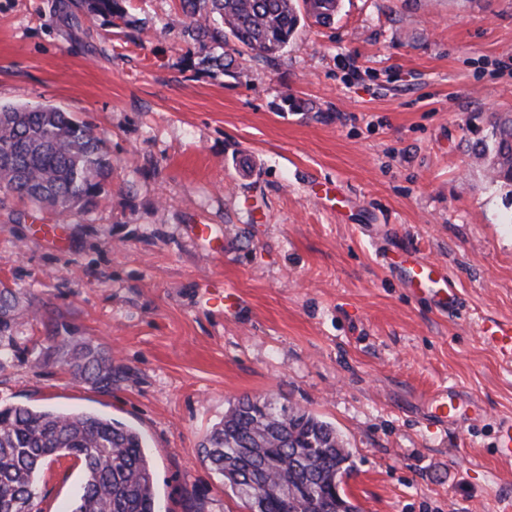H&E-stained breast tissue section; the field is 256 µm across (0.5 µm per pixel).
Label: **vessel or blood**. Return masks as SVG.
Instances as JSON below:
<instances>
[{
    "instance_id": "vessel-or-blood-1",
    "label": "vessel or blood",
    "mask_w": 512,
    "mask_h": 512,
    "mask_svg": "<svg viewBox=\"0 0 512 512\" xmlns=\"http://www.w3.org/2000/svg\"><path fill=\"white\" fill-rule=\"evenodd\" d=\"M395 265L405 285L415 294L428 298L440 311L459 310L460 299L443 265L415 252L399 255ZM483 334L491 347L502 355L512 356V322H492ZM462 405L458 396H437L432 400V411L440 420L455 425L463 416ZM496 455L502 460H512V418L501 419L497 424Z\"/></svg>"
}]
</instances>
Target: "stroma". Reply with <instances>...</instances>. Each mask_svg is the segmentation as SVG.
Instances as JSON below:
<instances>
[{
	"label": "stroma",
	"mask_w": 512,
	"mask_h": 512,
	"mask_svg": "<svg viewBox=\"0 0 512 512\" xmlns=\"http://www.w3.org/2000/svg\"><path fill=\"white\" fill-rule=\"evenodd\" d=\"M55 4L0 0V105L92 124L115 165L68 223L0 215V279L44 312L15 329L0 402L139 429L157 512H246L199 453L245 395L336 427L360 512L512 505L493 428L512 359L481 333L512 321V188L466 147L474 113L512 110V0H341L275 64L242 53L238 81L199 67L179 0H127L137 28L88 35ZM406 250L444 264L462 313L405 288L383 257ZM52 323L111 355V389L44 359ZM448 389L482 422L431 417ZM82 480L45 465L40 512H70Z\"/></svg>",
	"instance_id": "35a3bbf8"
}]
</instances>
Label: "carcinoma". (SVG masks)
<instances>
[{"mask_svg":"<svg viewBox=\"0 0 512 512\" xmlns=\"http://www.w3.org/2000/svg\"><path fill=\"white\" fill-rule=\"evenodd\" d=\"M126 0H79L86 19L129 26ZM340 0H180V38L202 55L200 65L239 78L245 48L273 61L305 25L331 26ZM471 155L495 182L512 185V111L488 122L469 121ZM114 161L94 129L55 107L0 106V211L21 219L11 204L27 201L65 221L98 203ZM0 366L12 355L15 326L36 314L15 289L0 281ZM77 380L112 388V359L88 338L65 337L46 347ZM268 396L238 399L201 443L202 458L247 512H357L336 494V477L350 451L336 427ZM70 457L83 468L82 492L71 512H155V481L141 433L89 412L0 404V512H35L36 482L44 466ZM298 489L285 501L280 489Z\"/></svg>","mask_w":512,"mask_h":512,"instance_id":"cac0c4a2","label":"carcinoma"}]
</instances>
